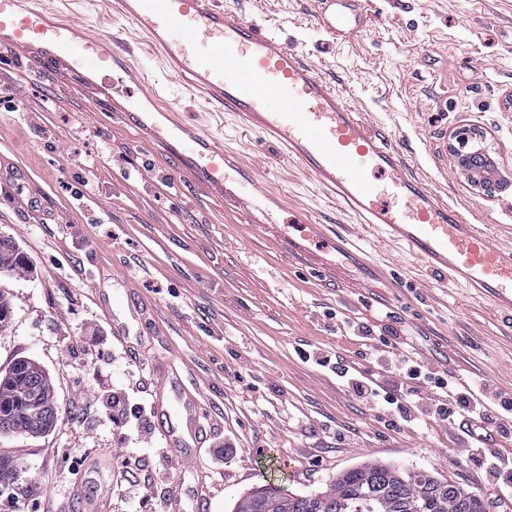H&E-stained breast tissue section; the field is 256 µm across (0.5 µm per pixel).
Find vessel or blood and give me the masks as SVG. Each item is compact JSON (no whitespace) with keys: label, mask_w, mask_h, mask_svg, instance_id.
Masks as SVG:
<instances>
[{"label":"vessel or blood","mask_w":512,"mask_h":512,"mask_svg":"<svg viewBox=\"0 0 512 512\" xmlns=\"http://www.w3.org/2000/svg\"><path fill=\"white\" fill-rule=\"evenodd\" d=\"M316 2L318 25L328 36L361 31L364 19L347 0ZM112 8L146 36L169 73L297 159L346 211L378 226L432 273L488 296L501 315L512 317V250L466 223L411 174L391 136L373 128L277 31L245 20L222 0H113ZM0 42L18 57L93 86L140 137L161 146L171 172L202 183L236 207L245 223L262 229L278 223L279 197L190 114L161 106L151 91H118V83L133 81L134 74L111 39L89 38L75 21L36 10L30 0H0ZM291 221L305 231L288 238L289 256H309L307 242L324 236L323 225L304 210ZM155 371V405L164 414L159 432L182 467L191 441L204 432L198 400L179 393L180 407L170 412L173 379L165 364Z\"/></svg>","instance_id":"1"}]
</instances>
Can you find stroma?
Returning a JSON list of instances; mask_svg holds the SVG:
<instances>
[{
  "instance_id": "35a3bbf8",
  "label": "stroma",
  "mask_w": 512,
  "mask_h": 512,
  "mask_svg": "<svg viewBox=\"0 0 512 512\" xmlns=\"http://www.w3.org/2000/svg\"><path fill=\"white\" fill-rule=\"evenodd\" d=\"M223 2L277 27L392 133L415 176L512 247V0H362L366 26L344 40L317 27L314 0ZM74 9L84 28L121 46L139 40L108 0H76ZM135 66L289 208L354 240L372 263L320 242L311 249L330 268L303 265L200 186L162 176L155 146L77 80L26 62L0 69V98L18 106L0 112V238L28 265L0 278L11 307L0 328V374L19 359L38 363L57 409L44 433L0 435V454L18 470L0 487V512H34L40 497L49 512H80L101 488L109 492L107 512H160L161 500L177 492L183 512H193L201 487L208 512H230L250 488L319 490L371 460L439 472L480 494L486 512H512V488H499L468 458L462 428L395 421L359 401L333 366L303 357L315 350L386 382L374 356L391 325L410 338L419 363L512 395V324L487 300L354 223L296 163L166 75L148 51ZM461 128L481 132L495 159L491 189L472 184L443 150L446 133ZM104 143L110 154H101ZM414 288L420 295L409 312L401 301ZM103 296L119 300L120 318L133 301L153 329L134 324L118 340L101 314ZM381 311L388 321L378 319ZM361 321L375 340L355 330ZM164 360L200 390V410L213 421L180 471L160 435L141 434L155 422L151 366ZM111 394L123 412L109 420L97 400ZM83 455L96 468L79 466ZM130 471L149 480L144 495L131 491Z\"/></svg>"
}]
</instances>
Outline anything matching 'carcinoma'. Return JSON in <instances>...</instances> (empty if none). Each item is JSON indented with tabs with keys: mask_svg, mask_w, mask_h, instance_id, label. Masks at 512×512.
<instances>
[{
	"mask_svg": "<svg viewBox=\"0 0 512 512\" xmlns=\"http://www.w3.org/2000/svg\"><path fill=\"white\" fill-rule=\"evenodd\" d=\"M26 269L17 251L0 253V273ZM31 380L20 371L0 377V415H11L13 429L39 434L52 425L36 426L26 415ZM486 512L484 500L437 472L404 469L370 461L346 469L324 490L310 494L282 493L256 487L239 496L233 512Z\"/></svg>",
	"mask_w": 512,
	"mask_h": 512,
	"instance_id": "obj_1",
	"label": "carcinoma"
}]
</instances>
